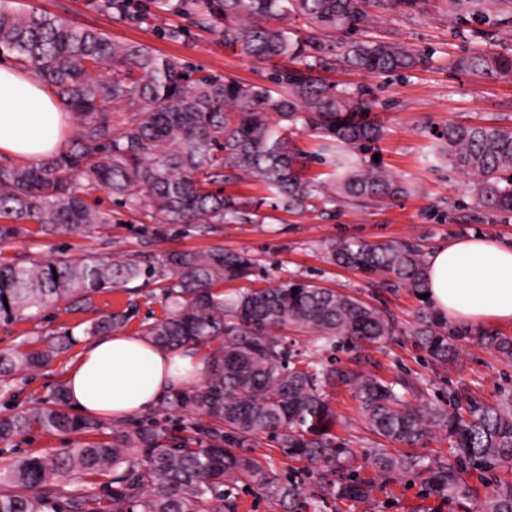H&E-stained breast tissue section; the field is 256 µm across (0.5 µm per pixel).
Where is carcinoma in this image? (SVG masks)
Masks as SVG:
<instances>
[{
  "label": "carcinoma",
  "instance_id": "obj_1",
  "mask_svg": "<svg viewBox=\"0 0 512 512\" xmlns=\"http://www.w3.org/2000/svg\"><path fill=\"white\" fill-rule=\"evenodd\" d=\"M428 2L150 0L134 9L128 0H107L106 8L128 25L173 14L218 31L224 50L236 56L279 61L270 77L279 87L275 92L0 0V54L49 83L78 122L70 146L58 155L23 166L0 165V246L33 233L45 239L96 233L112 223L111 213L87 202L100 188L156 223L158 234L165 225L205 233L214 224L262 221L259 208L265 201L213 190L242 175L256 179L274 207L286 213L321 211L341 198L366 206L415 192L417 183L367 159L384 133L368 92L361 86L340 88L317 75L333 66L329 46L288 20L333 34L367 27L373 10L406 14L425 10ZM441 2L461 37L480 39L512 27V0ZM338 49L355 69L376 75H400L430 62L426 48L385 40L351 38ZM451 66L497 78L512 74V55L476 52L453 59ZM109 103L122 104L127 112L116 126L106 110ZM301 129L322 139L333 180L306 173L305 157L293 141ZM431 135L428 163L474 176L475 207L512 213V128L450 122ZM326 251L336 266L391 277L418 296L427 291L423 251L415 243L342 239ZM253 267L249 255L221 247L174 251L158 262L123 255L0 261V322L6 324L62 302L89 310L96 294L123 291L143 271L161 269L163 314L143 335L165 349L203 352V384L175 399L214 422L200 430L208 441L199 448L176 443L160 429L117 421L110 441L24 455L0 469V512H236L230 490L246 482L291 505L299 499L296 484L281 482L261 460L231 446L262 436L322 469V499L368 501L373 482L350 469L345 439L335 432L330 391L336 388L356 399L376 435L411 448L404 454L374 449L375 472L414 474L427 495L457 508L470 500L479 503V512H512V482L481 496L467 481L473 472L512 462L511 393L494 405L473 403L463 414L452 402L430 401L406 378L389 381L346 365L334 353L380 343L394 334L393 321L352 295L301 278L224 293V283L248 278ZM132 317L130 302L100 314L85 332L120 333ZM295 333H309L313 342L303 350L287 343ZM412 336L429 357L446 362L469 332L448 326L426 298ZM478 340L512 361V336L488 331ZM40 343V349L0 353V384L18 371L41 370L71 340L66 333ZM108 421L73 414L59 389L46 401L0 416V441L34 429L99 434ZM438 431L448 438L450 455L428 463L416 448ZM86 475L110 479L108 502L79 487L65 488L66 479Z\"/></svg>",
  "mask_w": 512,
  "mask_h": 512
}]
</instances>
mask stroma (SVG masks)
<instances>
[{
	"instance_id": "obj_1",
	"label": "stroma",
	"mask_w": 512,
	"mask_h": 512,
	"mask_svg": "<svg viewBox=\"0 0 512 512\" xmlns=\"http://www.w3.org/2000/svg\"><path fill=\"white\" fill-rule=\"evenodd\" d=\"M50 14L77 25L96 28L113 38L145 44L157 53L175 57L190 65L231 75L238 80L264 84L270 65L257 63L225 51L219 35L212 30L191 28L182 41L172 42L161 32L177 23L174 15L152 17L148 25L131 27L113 18L101 0H25ZM369 36L428 47L434 55L430 64L401 77L360 72L347 63L337 62L325 71L328 81L343 85L365 86L375 100L386 128L378 152L383 162L398 174L416 181L421 190L383 203L355 207L337 203L329 215L313 213L279 214L270 219V206H261L266 219L261 224H217L207 234L184 231L172 226L156 233L142 216L119 206L100 189L89 201L111 212L112 222L90 236H67L52 240L32 234L0 248V260H47L59 256L81 259L89 255L109 257L121 253L136 257L144 253L161 255L172 250H205L222 247L253 256L256 270L252 278L226 283L225 291L234 292L254 284L273 283L298 277L323 287L354 295L396 323L395 336L382 345L360 352H340L343 362L358 364L368 371L391 379L405 377L425 388L427 397L459 390L482 404L495 403L501 393L512 390V363L477 342L461 340L457 355L448 364H438L415 347L410 330L421 306L411 289L392 285L384 276L367 277L327 263L325 245L342 237L371 242L404 240L420 243L425 253L448 239L461 235H482L512 244V214L476 210L470 194L469 177L445 168L428 166L431 126L448 121L478 123L498 120L512 127V76L483 79L449 69L448 58L477 48L512 54V28L497 30L485 43L463 41L452 35L445 13L385 15L375 17L367 30ZM135 296L123 292H105L95 296L93 309L51 308L32 320L14 324L0 323V352L21 342L70 332L71 346L49 365L35 373L18 372L7 385L0 386V415L34 406L48 399L60 387L69 363L73 362L85 339L84 329L97 313L125 308L135 300L139 311L132 319L130 333H142L145 325L161 317L163 299L154 283L140 278L132 283ZM334 406L340 416L335 431L347 439L353 450L352 462L357 472L374 482L371 501L348 500L320 502L318 475L313 466L285 456L276 442L260 437L241 445V454L262 459L276 477L291 481L301 490L298 512H452L441 499L427 496L419 478L411 475L382 477L376 475L370 455L382 447V440L372 434L358 413L356 401L345 390H336ZM203 418L192 406L166 398L152 410L128 417L131 425L158 427L167 434L197 439ZM68 436L33 430L0 443V467L28 453L49 452L68 443Z\"/></svg>"
}]
</instances>
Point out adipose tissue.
Here are the masks:
<instances>
[{
  "label": "adipose tissue",
  "instance_id": "obj_1",
  "mask_svg": "<svg viewBox=\"0 0 512 512\" xmlns=\"http://www.w3.org/2000/svg\"><path fill=\"white\" fill-rule=\"evenodd\" d=\"M65 111L29 69L0 61V156L33 162L63 148ZM431 303L459 324L512 323V245L472 235L434 250L426 268ZM204 367L200 356L113 333L90 340L63 376L69 404L85 415L144 413Z\"/></svg>",
  "mask_w": 512,
  "mask_h": 512
}]
</instances>
